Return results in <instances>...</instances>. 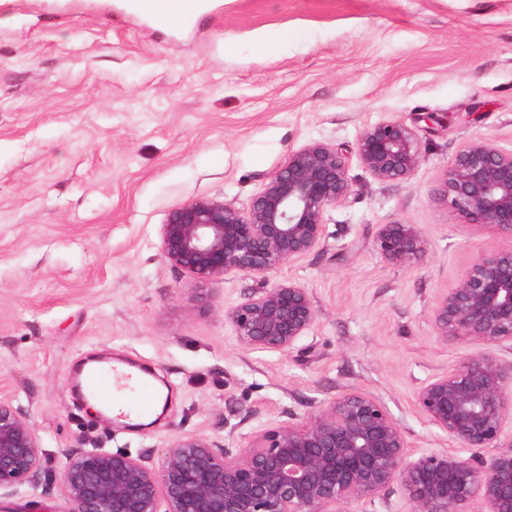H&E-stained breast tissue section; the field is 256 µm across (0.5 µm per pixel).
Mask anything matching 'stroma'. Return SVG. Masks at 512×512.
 Returning a JSON list of instances; mask_svg holds the SVG:
<instances>
[{
    "instance_id": "35a3bbf8",
    "label": "stroma",
    "mask_w": 512,
    "mask_h": 512,
    "mask_svg": "<svg viewBox=\"0 0 512 512\" xmlns=\"http://www.w3.org/2000/svg\"><path fill=\"white\" fill-rule=\"evenodd\" d=\"M286 27L301 38L258 48ZM390 119L419 132L413 174L382 182L351 158L354 194L326 211L322 244L269 277L309 292L310 354L238 344L224 311L253 276L192 307L196 282L160 249L173 208L247 209L292 151H350ZM478 137L512 149V0H211L185 30L124 0H0V395L35 426L47 471L66 448L152 467L180 435L236 448L350 389L382 402L412 450L448 447L414 393L482 346L438 339L431 311L475 257L512 246L439 196ZM393 221L430 241L413 265L374 247ZM91 357L164 389L155 418L93 411L74 388Z\"/></svg>"
}]
</instances>
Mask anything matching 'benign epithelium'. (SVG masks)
Here are the masks:
<instances>
[{
    "instance_id": "7a95c632",
    "label": "benign epithelium",
    "mask_w": 512,
    "mask_h": 512,
    "mask_svg": "<svg viewBox=\"0 0 512 512\" xmlns=\"http://www.w3.org/2000/svg\"><path fill=\"white\" fill-rule=\"evenodd\" d=\"M356 153L382 182L408 179L421 150L417 128L391 119L366 128ZM354 194L348 152L313 142L288 155L247 210L216 199L172 209L160 227L171 265L207 285L245 273L264 282L323 241L324 214ZM443 199L481 231L512 238V150L487 139L460 150ZM418 224L377 225L374 247L389 263L410 266L428 251ZM316 307L294 282L264 285L224 311L245 349L286 353L312 329ZM437 337L485 346L424 382L414 402L455 448L409 451L399 424L373 396L338 395L317 412L248 436L239 448L182 435L157 467L125 453L68 449L56 480L67 512H354L353 506L398 485L407 512H512V246L479 255L431 312ZM45 453L21 406L0 397V491L51 489Z\"/></svg>"
}]
</instances>
